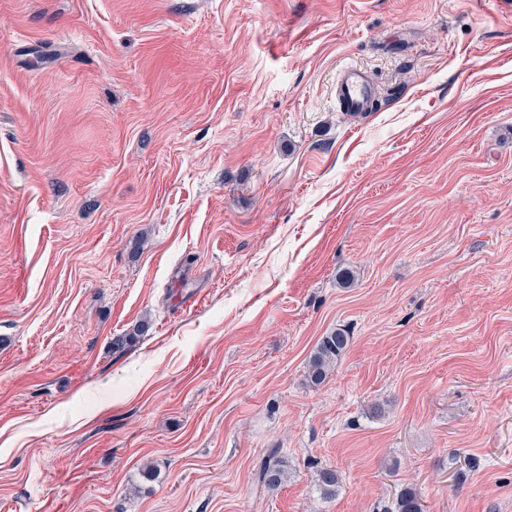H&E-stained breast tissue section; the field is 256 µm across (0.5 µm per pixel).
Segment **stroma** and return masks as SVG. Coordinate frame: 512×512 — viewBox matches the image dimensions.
<instances>
[{
  "label": "stroma",
  "mask_w": 512,
  "mask_h": 512,
  "mask_svg": "<svg viewBox=\"0 0 512 512\" xmlns=\"http://www.w3.org/2000/svg\"><path fill=\"white\" fill-rule=\"evenodd\" d=\"M403 489L512 512V5L0 0V512ZM375 87L357 67L343 69L336 78V103L342 110L361 116L373 106ZM351 336L345 328H336L317 343L306 370V379L311 386L322 384L336 366L339 358L349 346ZM278 455V450H270L261 458L257 467L256 480L258 484H262L265 488H278L288 477L284 461Z\"/></svg>",
  "instance_id": "35a3bbf8"
}]
</instances>
